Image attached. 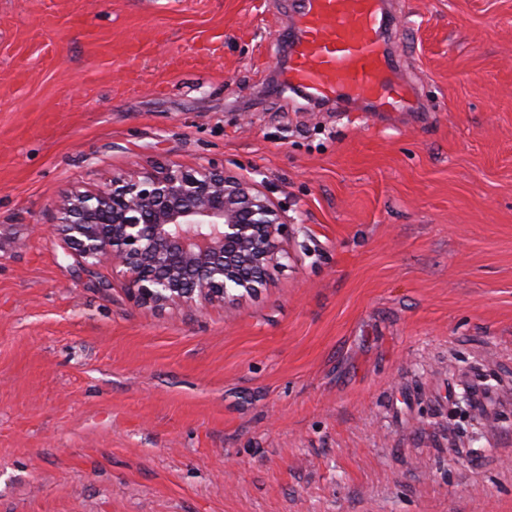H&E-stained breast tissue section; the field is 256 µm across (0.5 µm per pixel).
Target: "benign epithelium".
I'll return each mask as SVG.
<instances>
[{
  "mask_svg": "<svg viewBox=\"0 0 512 512\" xmlns=\"http://www.w3.org/2000/svg\"><path fill=\"white\" fill-rule=\"evenodd\" d=\"M52 230L65 256L108 266L138 307L234 304L288 258L284 209L263 185L210 163L154 165L66 194Z\"/></svg>",
  "mask_w": 512,
  "mask_h": 512,
  "instance_id": "obj_1",
  "label": "benign epithelium"
}]
</instances>
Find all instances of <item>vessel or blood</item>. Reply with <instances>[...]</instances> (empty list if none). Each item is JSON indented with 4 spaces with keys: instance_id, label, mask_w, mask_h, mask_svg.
I'll return each instance as SVG.
<instances>
[{
    "instance_id": "1",
    "label": "vessel or blood",
    "mask_w": 512,
    "mask_h": 512,
    "mask_svg": "<svg viewBox=\"0 0 512 512\" xmlns=\"http://www.w3.org/2000/svg\"><path fill=\"white\" fill-rule=\"evenodd\" d=\"M387 0H292L294 35L288 87L319 103L349 111L410 108L411 87L401 82V61L388 44Z\"/></svg>"
}]
</instances>
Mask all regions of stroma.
Listing matches in <instances>:
<instances>
[{
  "instance_id": "stroma-1",
  "label": "stroma",
  "mask_w": 512,
  "mask_h": 512,
  "mask_svg": "<svg viewBox=\"0 0 512 512\" xmlns=\"http://www.w3.org/2000/svg\"><path fill=\"white\" fill-rule=\"evenodd\" d=\"M290 0H0V512H512V0H391L423 99L285 94ZM223 164L291 226L143 309L63 194Z\"/></svg>"
}]
</instances>
